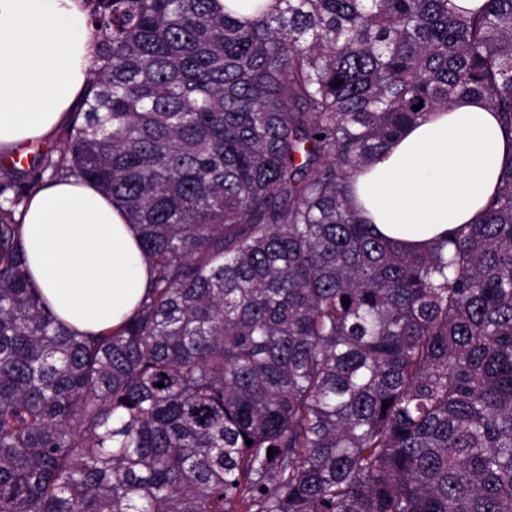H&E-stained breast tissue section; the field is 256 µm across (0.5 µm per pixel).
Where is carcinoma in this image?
I'll return each mask as SVG.
<instances>
[{"label": "carcinoma", "mask_w": 512, "mask_h": 512, "mask_svg": "<svg viewBox=\"0 0 512 512\" xmlns=\"http://www.w3.org/2000/svg\"><path fill=\"white\" fill-rule=\"evenodd\" d=\"M448 2L86 0L88 88L41 172L117 203L150 278L115 328L61 322L33 185L0 183V512H512V156L424 252L353 200L461 96L512 133V0Z\"/></svg>", "instance_id": "carcinoma-1"}]
</instances>
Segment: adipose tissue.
Masks as SVG:
<instances>
[{
	"mask_svg": "<svg viewBox=\"0 0 512 512\" xmlns=\"http://www.w3.org/2000/svg\"><path fill=\"white\" fill-rule=\"evenodd\" d=\"M92 57L83 0H0V156L60 128L82 98ZM511 155L496 113L464 97L362 168L355 206L379 235L424 250L477 219ZM17 219L30 278L64 323L99 333L137 307L149 268L133 225L107 196L49 180Z\"/></svg>",
	"mask_w": 512,
	"mask_h": 512,
	"instance_id": "obj_1",
	"label": "adipose tissue"
}]
</instances>
